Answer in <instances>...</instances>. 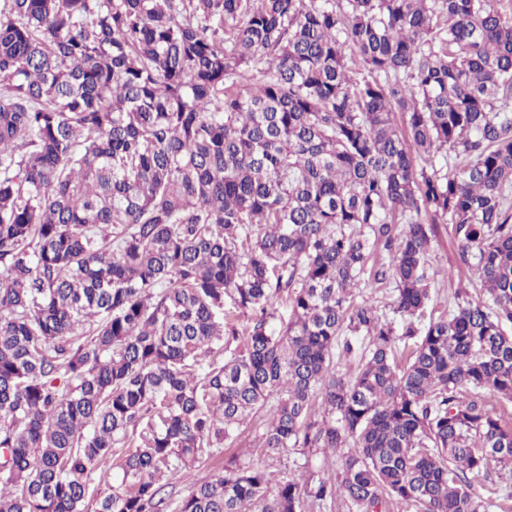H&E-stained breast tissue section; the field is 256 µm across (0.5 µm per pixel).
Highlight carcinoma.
I'll return each instance as SVG.
<instances>
[{"instance_id":"obj_1","label":"carcinoma","mask_w":512,"mask_h":512,"mask_svg":"<svg viewBox=\"0 0 512 512\" xmlns=\"http://www.w3.org/2000/svg\"><path fill=\"white\" fill-rule=\"evenodd\" d=\"M440 223L489 301L424 325ZM367 270L393 316L357 303ZM510 327L493 0H0V512H84L111 462L96 512H167L176 475V512H512L472 491L512 465L485 403L512 401ZM271 399L260 447L352 446L337 481L200 472Z\"/></svg>"}]
</instances>
